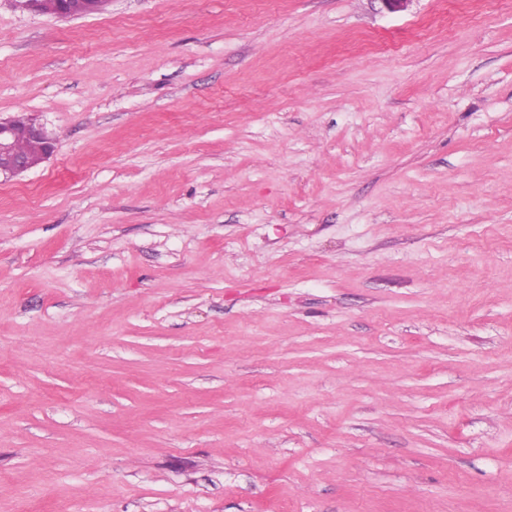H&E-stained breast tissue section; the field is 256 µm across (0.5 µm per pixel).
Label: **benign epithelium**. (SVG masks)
Listing matches in <instances>:
<instances>
[{
    "label": "benign epithelium",
    "mask_w": 512,
    "mask_h": 512,
    "mask_svg": "<svg viewBox=\"0 0 512 512\" xmlns=\"http://www.w3.org/2000/svg\"><path fill=\"white\" fill-rule=\"evenodd\" d=\"M79 4L73 0H62L52 15L60 19L79 17L85 14ZM25 137L40 143L41 153L37 157H30L15 151V142L18 138ZM57 151V139L51 136L43 126L31 122L23 130L16 129L10 121L0 120V178L10 179L46 162Z\"/></svg>",
    "instance_id": "obj_1"
}]
</instances>
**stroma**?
<instances>
[{"label":"stroma","instance_id":"1","mask_svg":"<svg viewBox=\"0 0 512 512\" xmlns=\"http://www.w3.org/2000/svg\"><path fill=\"white\" fill-rule=\"evenodd\" d=\"M0 512H512V0H0ZM12 123L17 129L10 121L0 120V181L2 177L10 179L22 175L49 160L57 151V139L40 124L34 121L29 123L23 115L17 116ZM19 137L39 142L41 153L35 158L24 155H34L40 150L38 143L27 140H21L17 144L18 150L24 154L17 153L14 146Z\"/></svg>","mask_w":512,"mask_h":512}]
</instances>
